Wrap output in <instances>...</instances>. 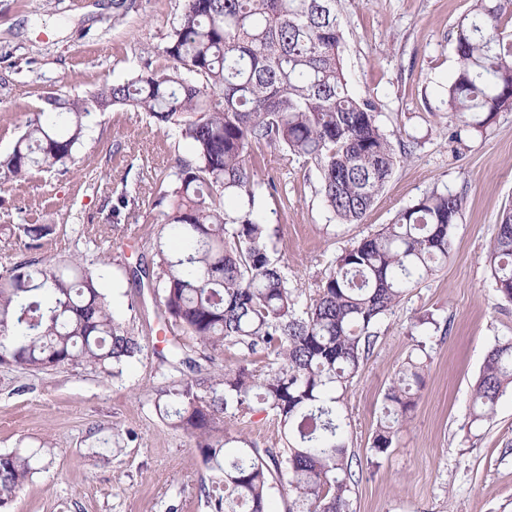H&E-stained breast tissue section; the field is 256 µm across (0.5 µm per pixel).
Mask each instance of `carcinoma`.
Here are the masks:
<instances>
[{"label": "carcinoma", "instance_id": "1", "mask_svg": "<svg viewBox=\"0 0 512 512\" xmlns=\"http://www.w3.org/2000/svg\"><path fill=\"white\" fill-rule=\"evenodd\" d=\"M510 7L512 0H473L457 22L458 67L444 103L463 128H484L512 108V36L502 25ZM342 40L336 0H183L165 64L148 62L89 101L46 97L0 156V171L18 181L66 172L94 113L114 106L145 112L185 145L175 180L157 190L167 226L156 241L161 316L211 353L234 347L242 360L170 382L156 409L219 475L221 493L207 494L216 512H268L277 487L292 499L289 512H350L356 472L345 397L381 321L452 256L464 197L433 190L334 257L303 306L302 291L272 258L263 208L280 191L259 175L264 149L313 166L325 207L346 224L361 220L411 154L385 133L376 102L350 89ZM16 229L32 242L52 231L45 224ZM487 262L497 295L512 303L511 210L496 227ZM141 351L93 269L26 260L0 271L1 365L89 367L115 376ZM427 360L419 347L387 387L375 453H386L399 433ZM510 388L512 337L497 340L484 358L471 422L491 420ZM256 411L280 427L279 440L266 448L224 427V419ZM46 454L42 447L0 454V509L45 468Z\"/></svg>", "mask_w": 512, "mask_h": 512}]
</instances>
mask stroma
<instances>
[{
	"instance_id": "1",
	"label": "stroma",
	"mask_w": 512,
	"mask_h": 512,
	"mask_svg": "<svg viewBox=\"0 0 512 512\" xmlns=\"http://www.w3.org/2000/svg\"><path fill=\"white\" fill-rule=\"evenodd\" d=\"M183 0H137L114 20L112 0H0V154L10 152L48 94L90 99L103 84L159 65ZM472 0H338L343 67L350 88L371 96L386 133L414 141L377 202L355 224L332 220L319 178L303 160L265 150L260 173L288 193L267 204L272 256L289 281L314 293L341 249L391 223L423 194H463L453 255L437 276L382 320L379 339L346 397L348 445L358 461L350 512H512V390L492 422L473 424L472 387L494 343L512 336L487 251L512 206V109L453 137L442 89L456 65L455 25ZM184 144L131 107L96 113L70 172L16 181L0 173V268L21 260L79 258L99 274L111 308L130 323L142 352L121 376L89 369L31 373L0 365V453L51 450L45 469L0 512H214L201 486L215 481L193 441L155 408L157 391L191 369L166 360L175 328L160 317L157 288L129 268L157 272L162 209L151 193L106 222L121 189L171 177ZM19 224L52 231L31 246ZM102 226L99 235L90 227ZM433 314L439 329L415 331ZM430 358L415 405L388 451L373 455L384 393L417 342Z\"/></svg>"
}]
</instances>
